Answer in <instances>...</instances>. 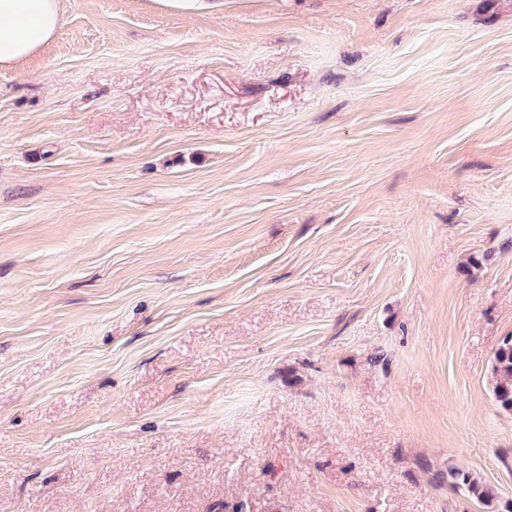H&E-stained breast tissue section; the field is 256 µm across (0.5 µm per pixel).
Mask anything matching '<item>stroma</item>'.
I'll use <instances>...</instances> for the list:
<instances>
[{"label": "stroma", "instance_id": "obj_1", "mask_svg": "<svg viewBox=\"0 0 512 512\" xmlns=\"http://www.w3.org/2000/svg\"><path fill=\"white\" fill-rule=\"evenodd\" d=\"M65 10L0 70V512H512V0ZM496 377L494 393L500 408L512 412V335L506 336L498 348L493 365ZM450 476L454 479L457 487H463L470 495L477 500L489 505L493 500L492 490L483 485L477 478L469 473L459 470L450 471Z\"/></svg>", "mask_w": 512, "mask_h": 512}]
</instances>
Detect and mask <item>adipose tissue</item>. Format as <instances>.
Returning a JSON list of instances; mask_svg holds the SVG:
<instances>
[{
    "instance_id": "adipose-tissue-1",
    "label": "adipose tissue",
    "mask_w": 512,
    "mask_h": 512,
    "mask_svg": "<svg viewBox=\"0 0 512 512\" xmlns=\"http://www.w3.org/2000/svg\"><path fill=\"white\" fill-rule=\"evenodd\" d=\"M64 21L60 0H0V68L34 55L57 36Z\"/></svg>"
}]
</instances>
